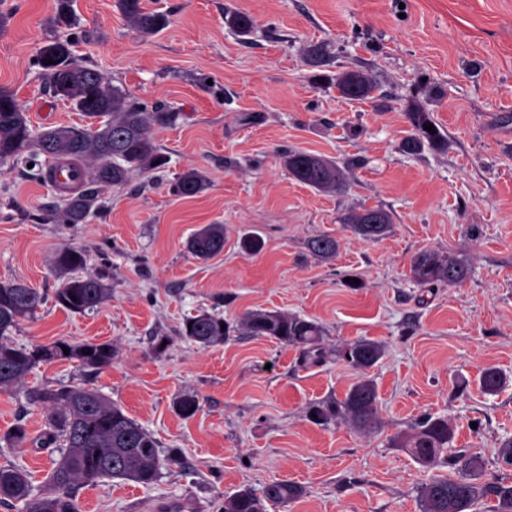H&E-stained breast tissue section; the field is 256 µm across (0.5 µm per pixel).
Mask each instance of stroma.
<instances>
[{
	"mask_svg": "<svg viewBox=\"0 0 512 512\" xmlns=\"http://www.w3.org/2000/svg\"><path fill=\"white\" fill-rule=\"evenodd\" d=\"M168 26L143 37L116 0H74L87 39L76 55L132 97L162 101L179 114L157 128L164 167L133 173L100 193L87 223H48L61 208L52 183L22 167H0V280L21 279L45 293L41 309L12 330L20 346L109 341L110 369L88 374L73 364L33 369L27 386L84 383L97 389L182 461L162 462L156 483L120 479L81 487V512H217L243 486L300 485L302 496L266 512H422L430 472L397 443L421 417H445L450 452L482 455L485 478L512 482L497 460L512 437V0H147ZM57 0H0V89L11 91L38 128L82 126V113L50 98L30 58L43 42L68 38L55 26ZM249 14L241 38L225 9ZM329 44V80L305 58ZM370 74L374 98L341 97L331 78ZM422 106L446 136L442 148L403 152L407 114ZM343 162L346 192L318 191L292 178L286 149ZM208 186L173 193L187 169ZM392 215L389 233L369 242L343 224L362 207ZM224 227V251L201 261L186 249L201 226ZM259 235L264 248L241 242ZM327 234L336 256L318 258L309 239ZM64 245L83 249V271L112 275V293L94 311L59 308L53 266ZM454 253L470 268L461 284L424 288L410 276L417 252ZM281 311L321 323L324 358L310 364L298 348L247 335L248 311ZM217 313L236 328L208 347L181 334L187 317ZM165 337L163 352L155 340ZM371 340L384 353L368 373L377 417L360 430L343 419L318 425L309 409L345 396L358 373L338 352ZM506 378L484 393L480 374ZM197 396L190 419L174 409ZM44 429L20 389H0V433L14 424ZM56 448H10L0 466L47 480Z\"/></svg>",
	"mask_w": 512,
	"mask_h": 512,
	"instance_id": "obj_1",
	"label": "stroma"
}]
</instances>
